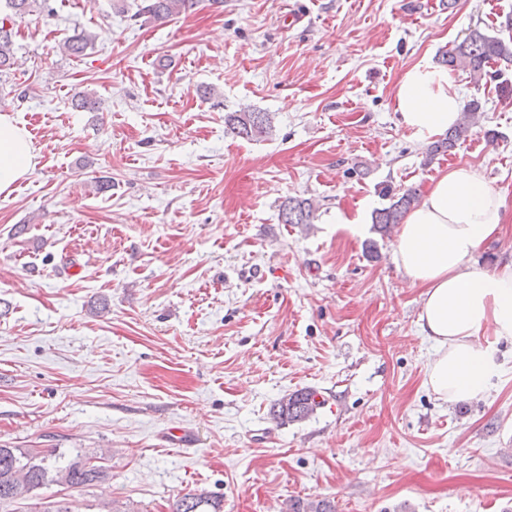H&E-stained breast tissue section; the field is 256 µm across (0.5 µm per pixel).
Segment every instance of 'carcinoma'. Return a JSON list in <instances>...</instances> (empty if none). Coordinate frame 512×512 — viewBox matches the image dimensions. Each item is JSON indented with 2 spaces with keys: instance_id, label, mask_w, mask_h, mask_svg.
<instances>
[{
  "instance_id": "cac0c4a2",
  "label": "carcinoma",
  "mask_w": 512,
  "mask_h": 512,
  "mask_svg": "<svg viewBox=\"0 0 512 512\" xmlns=\"http://www.w3.org/2000/svg\"><path fill=\"white\" fill-rule=\"evenodd\" d=\"M12 14L0 16V72H5L15 65L13 32L9 24L13 17L32 12L38 0H5ZM194 5L193 0H142L136 5V11L130 15L133 20L142 17L149 21L166 22ZM96 35L81 32L66 39L65 50L71 56L85 55L88 47L95 42ZM512 61V38L506 40L491 36L480 29L471 30L468 35L455 45L451 52L442 56V63L453 70H462L470 78L479 81L489 75L487 67L498 61ZM75 109L86 112L102 110V100L94 95L79 94L72 98ZM224 124L237 136L252 140L272 134L273 121L270 113L243 110L224 114ZM470 130L468 121L463 120L446 132L445 137L433 143L428 152V160L453 150L457 144L466 139ZM388 206L375 211L372 217L374 230L386 235L389 229L401 223L406 213L416 204L417 193L406 190L395 193L388 189ZM313 204L307 199L289 197L279 208V219L283 224H310L313 219ZM319 403L314 393L308 390L293 392L272 408L274 418L288 422H298L313 414ZM65 460V453L58 448H10L0 446V512L3 505L19 499H28L33 491L48 484H61L69 488L89 487L105 477L103 467L88 466L91 457L77 454ZM30 512H73L72 505L65 501L32 503ZM173 512H223V498L208 492L189 491L181 495L173 506ZM288 512H336L335 505L329 500L293 499Z\"/></svg>"
}]
</instances>
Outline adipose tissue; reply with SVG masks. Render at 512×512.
Listing matches in <instances>:
<instances>
[{
	"label": "adipose tissue",
	"mask_w": 512,
	"mask_h": 512,
	"mask_svg": "<svg viewBox=\"0 0 512 512\" xmlns=\"http://www.w3.org/2000/svg\"><path fill=\"white\" fill-rule=\"evenodd\" d=\"M394 102L401 125L421 143L455 126L463 108L447 70L427 61L399 81ZM35 166L29 134L0 106V193ZM504 217L501 193L476 170L458 167L433 179L395 238L396 267L423 290L418 325L434 346L427 383L445 402L484 393L497 371L495 343L512 339V263L488 271L473 261Z\"/></svg>",
	"instance_id": "ef3b65f1"
}]
</instances>
